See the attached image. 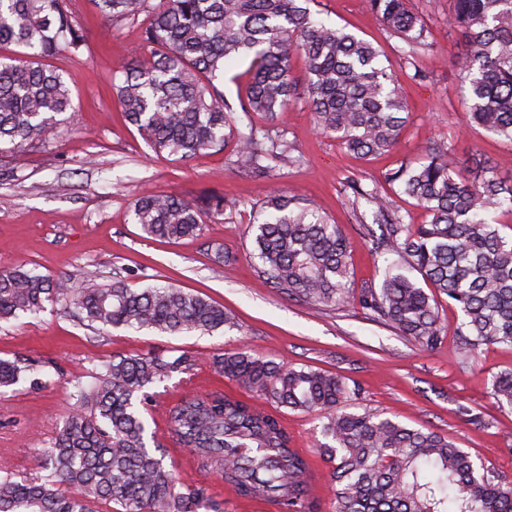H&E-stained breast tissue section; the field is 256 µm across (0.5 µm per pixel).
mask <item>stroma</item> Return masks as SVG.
Instances as JSON below:
<instances>
[{
    "mask_svg": "<svg viewBox=\"0 0 512 512\" xmlns=\"http://www.w3.org/2000/svg\"><path fill=\"white\" fill-rule=\"evenodd\" d=\"M442 64L425 78L402 53L364 0H313L312 11L372 42L404 95L410 119L398 147L363 159L342 149L335 136L318 133L304 99L268 118L244 112L239 98L247 82V62L230 63L221 89L239 133L270 131L291 143L299 159L279 164L268 176L238 170L232 148L175 162L156 156L138 130L128 124L112 94V74L140 42L135 21H103L93 0H73L74 18L86 46L79 55L63 51L50 58L73 93L74 116L49 144L27 157L17 180L0 181V269L21 266L44 275H76L78 281L108 283L119 279L133 288L172 285L206 296L235 316L237 326L210 334H159L113 329L99 334L70 312L46 306L43 312L0 323V358L43 366L46 385L29 381L0 388V464L22 475H43L42 453L72 411L77 384H89L108 360L163 352L192 356L193 375L176 374L153 387L152 409L176 396L214 389L253 401L237 382L218 374L212 361L248 348L279 365L312 367L356 383L358 408L414 428L452 438L477 465L512 482V407L491 395L495 375L512 369V349L483 346L470 357L457 346L460 312L441 305L445 339L433 350L421 349L393 328L366 318L356 305L312 308L288 297L263 278L253 258L254 205L272 187L315 205L337 224L351 244L355 288L380 286L385 263L371 251L363 227L371 223L367 204L353 205L349 188L384 191L385 176L401 162L423 157L428 141L444 134L456 141L455 156L478 153L505 177H512V142L466 127L467 90L454 64L464 49L459 30L449 28L450 0H412ZM144 189L193 200L218 192L232 202L224 214L203 217L199 237L178 242L145 238L132 218L131 205ZM235 255L223 275L213 271V249ZM320 473L324 484L315 512H336L329 483L332 466L318 449L322 421L318 413L268 406ZM166 464L188 484L208 487L224 512H278L275 503L236 496L219 471L201 472L187 453L163 439Z\"/></svg>",
    "mask_w": 512,
    "mask_h": 512,
    "instance_id": "1",
    "label": "stroma"
}]
</instances>
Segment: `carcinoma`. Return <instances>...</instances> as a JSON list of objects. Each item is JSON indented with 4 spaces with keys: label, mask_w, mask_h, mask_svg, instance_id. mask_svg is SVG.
<instances>
[{
    "label": "carcinoma",
    "mask_w": 512,
    "mask_h": 512,
    "mask_svg": "<svg viewBox=\"0 0 512 512\" xmlns=\"http://www.w3.org/2000/svg\"><path fill=\"white\" fill-rule=\"evenodd\" d=\"M313 0H96L109 24L141 19V45L112 75L121 112L149 148L184 161L234 143V165L270 173L291 158L286 141L267 145L236 134L224 110L226 64L247 60L244 112H283L296 99L293 56L305 62V101L322 134L347 151L370 156L397 148L409 120L402 93L372 43L314 16ZM448 26L462 32L456 65L467 85L471 128L512 142V0H452ZM406 55L428 45L410 0H366ZM0 153L16 176L37 144L50 142L74 111L63 76L45 63L61 50L80 51L82 30L71 0H0ZM447 136L431 140L426 158L403 162L386 180L429 217L407 224L391 197L352 183L353 204L365 199L379 231L363 225L378 256H394L378 288L349 285L351 246L339 227L312 204L272 189L256 205L254 252L260 272L288 296L312 307L354 304L369 319L411 337L423 349L444 339L438 298L462 314L460 349L512 348V237L485 215L512 203V179L471 154L461 169ZM224 196L202 202L142 192L133 219L148 238L178 240L201 231L202 214H224ZM47 302L73 309L86 326L177 335L235 326L231 313L180 288L135 289L122 281L76 286L21 267L0 270V321L34 314ZM216 369L267 402L324 421L321 454L333 464L338 512H512V487L477 469L469 453L434 431L409 427L370 410L353 411L357 388L336 374L279 366L246 350L214 359ZM187 355L145 353L112 359L88 386L77 385L75 411L52 443L44 477L0 474V512H222L202 486L178 489V478L147 446L137 394L178 372L192 374ZM34 371L0 359V387ZM492 396L512 407V370L492 382ZM170 440L202 471L219 470L239 493L274 502L280 512H313L300 476L306 462L280 422L255 405L215 390L183 395L163 413Z\"/></svg>",
    "instance_id": "obj_1"
}]
</instances>
